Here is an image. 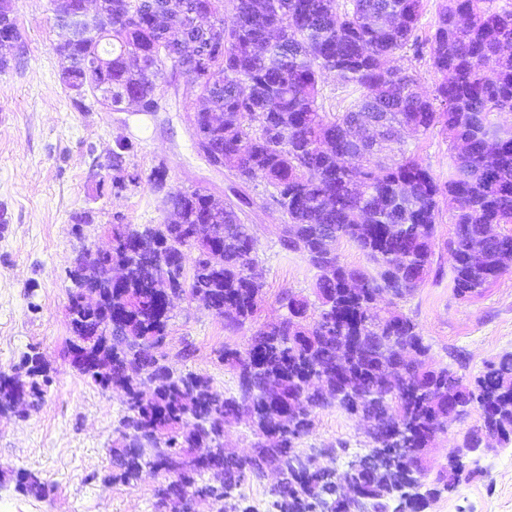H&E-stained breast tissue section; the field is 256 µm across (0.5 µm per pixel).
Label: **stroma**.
Returning a JSON list of instances; mask_svg holds the SVG:
<instances>
[{
    "instance_id": "35a3bbf8",
    "label": "stroma",
    "mask_w": 512,
    "mask_h": 512,
    "mask_svg": "<svg viewBox=\"0 0 512 512\" xmlns=\"http://www.w3.org/2000/svg\"><path fill=\"white\" fill-rule=\"evenodd\" d=\"M22 40L20 59L0 72V370L10 371L29 347H39L51 367L45 401L23 422L0 419V467L28 468L54 487L45 499L0 487V512H154L153 490L162 474L144 472L132 486L108 484L97 475L109 463L108 449L125 406L119 392H101L72 367L66 348L69 271L82 242L103 245L112 224H160L162 196L146 178L167 167L170 190L203 189L237 204L257 238L263 300L251 322L225 328L201 302H177L168 321L165 350L170 366L212 378L225 394L237 378L217 360V350L243 348L263 323L284 313L283 291L311 294L315 271L285 250L277 226L283 218L263 180L244 184L210 167L193 144L187 116L201 100L197 86L181 78L160 83L158 112H109L99 105L78 109L60 79L59 40L50 0H12ZM133 143L125 155L139 181L112 186V154L120 141ZM406 148L438 180L448 177V140L439 130L407 137ZM447 209L435 226L432 269L427 280L399 304L418 325L433 366L449 367L471 381L490 362L512 352V271L478 296L461 299L451 284ZM482 425L470 407L454 420L429 455V472L447 463L449 448ZM302 448H333L330 464L369 451L359 418L337 408L318 411ZM428 512H512V445L479 460L474 474L434 500Z\"/></svg>"
}]
</instances>
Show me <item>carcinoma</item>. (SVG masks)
Wrapping results in <instances>:
<instances>
[{
    "instance_id": "carcinoma-1",
    "label": "carcinoma",
    "mask_w": 512,
    "mask_h": 512,
    "mask_svg": "<svg viewBox=\"0 0 512 512\" xmlns=\"http://www.w3.org/2000/svg\"><path fill=\"white\" fill-rule=\"evenodd\" d=\"M78 0H52L63 39L56 52L62 80L78 96L111 98L112 105L154 95L159 80H192L203 105L188 120L196 140L224 156L241 182L263 179L273 189L284 225L299 240L288 250L316 270V301L285 292L287 313L261 326L247 347L224 349L219 360L238 378L229 397L210 377L176 372L167 354L154 346L167 335L169 317L160 295L185 281L209 300L224 326L235 329L254 318L262 284L254 278L257 239L228 202L201 189L166 191V166L158 164L148 185L164 193L162 224L112 225V253L95 255L102 267L130 266L125 283L112 287L116 327L104 347L101 376L80 368L102 391L126 392V411L109 448L103 481L132 485L145 469L163 470L167 481L154 489V512L168 495L193 492V512H224V488L278 475L275 497L288 507L336 495L345 479L318 463H297L295 442L314 427L316 410L338 407L372 427L371 448L388 447L399 435L409 455L391 469L371 475L366 489L388 502L394 488L428 473L421 448L434 445L447 429L437 392L453 388L485 405L482 427L498 428L512 444V353L487 365L472 383L428 361L418 325L399 309L381 312L372 304L382 291L403 300L425 281L431 268L438 197L448 196L452 288L467 299L482 293L512 268L505 248L512 233L487 247L485 261H468L470 243L485 224H512V123L494 120L512 114V0H442L434 32L422 43L415 35L423 0H97L99 24L112 42L68 33L65 15ZM233 13L224 21V10ZM210 15L205 26L197 15ZM19 32L10 0H0V31ZM195 42L198 60L182 53ZM428 56L441 75L434 94L420 91L414 74L395 64L406 49ZM107 58L103 69L86 61ZM329 77L350 91L343 112H325L318 103ZM384 116L387 131L374 137L359 160L347 157L359 136L364 113ZM448 133V180L439 183L408 153L401 128L425 134ZM112 153V186L125 187L124 153ZM348 240L364 265L342 261L337 246ZM160 259L175 267L181 281L150 271ZM191 273H186V261ZM349 277L359 286L345 288ZM67 347L75 348L100 323L101 313L74 303L68 313ZM346 336H362L347 366L336 365ZM393 344L416 349L423 361L409 369L389 353ZM137 366L142 375L131 377ZM22 372L0 370V406L20 420L44 401L51 379L36 348L23 354ZM154 384L143 396L142 382ZM247 417L255 440L243 453L224 448L226 427ZM15 492L45 499L53 491L40 473L11 469L3 483ZM448 486V474L424 482L427 512Z\"/></svg>"
}]
</instances>
